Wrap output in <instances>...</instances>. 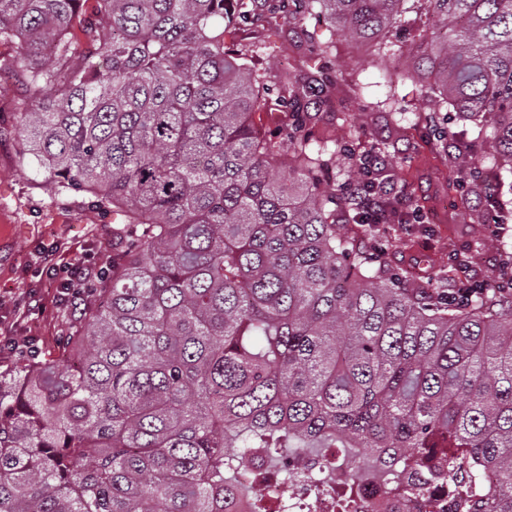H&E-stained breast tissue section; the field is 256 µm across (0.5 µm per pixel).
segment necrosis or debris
<instances>
[{
	"instance_id": "obj_1",
	"label": "necrosis or debris",
	"mask_w": 512,
	"mask_h": 512,
	"mask_svg": "<svg viewBox=\"0 0 512 512\" xmlns=\"http://www.w3.org/2000/svg\"><path fill=\"white\" fill-rule=\"evenodd\" d=\"M319 466L298 453L285 466L271 471L261 486L265 512H465L448 496L447 483L428 482L403 498L390 496L379 472L369 470L350 477L337 469L326 484H319ZM351 500H343L345 487Z\"/></svg>"
}]
</instances>
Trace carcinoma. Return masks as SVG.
Here are the masks:
<instances>
[{
    "instance_id": "1",
    "label": "carcinoma",
    "mask_w": 512,
    "mask_h": 512,
    "mask_svg": "<svg viewBox=\"0 0 512 512\" xmlns=\"http://www.w3.org/2000/svg\"><path fill=\"white\" fill-rule=\"evenodd\" d=\"M0 0V38L20 45V155L60 194L123 218L121 261L87 304L66 356L0 371V512H236L235 458L319 467L366 448L404 492L434 470L478 467L495 485L478 512H512V291L467 301L416 283L342 231L368 222L345 187L385 148L346 140L347 179L300 100L226 42L246 0ZM323 13L344 35L401 54L429 84V115L451 111L491 144L488 173L512 175V0H262ZM83 21L90 50L75 53ZM342 80L330 46L305 32ZM288 106L293 176L262 115Z\"/></svg>"
}]
</instances>
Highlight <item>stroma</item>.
Returning <instances> with one entry per match:
<instances>
[{
	"label": "stroma",
	"mask_w": 512,
	"mask_h": 512,
	"mask_svg": "<svg viewBox=\"0 0 512 512\" xmlns=\"http://www.w3.org/2000/svg\"><path fill=\"white\" fill-rule=\"evenodd\" d=\"M306 27L333 43L343 67L330 103L308 100L319 143L334 152L351 125H360L361 145H386L394 159L386 170L389 180L426 215L422 224L380 225L390 264L420 275L430 265L448 268L452 253L461 251L469 263L466 271L453 272L454 284L496 282L502 253L512 248V189L499 187L504 204L497 207L494 199L459 186L461 168L481 165L487 145L471 140L469 123L457 118L450 123L454 136L447 146L436 144L425 120V81L398 74L395 62H380L368 45L346 40L326 19L266 14L260 23L237 30L235 42L271 82L308 77L323 61L303 41ZM17 57L16 44L0 40V333L31 338L38 356L55 359L65 336L82 330L85 320L82 309L61 302L57 284L42 272L41 252L51 247L55 262L81 259L111 268L112 231L120 219L94 207L85 194H57L22 162L17 123L22 94L13 76ZM497 216L504 220L499 234L487 237L484 227ZM34 293L40 298L36 311L29 308Z\"/></svg>",
	"instance_id": "35a3bbf8"
}]
</instances>
